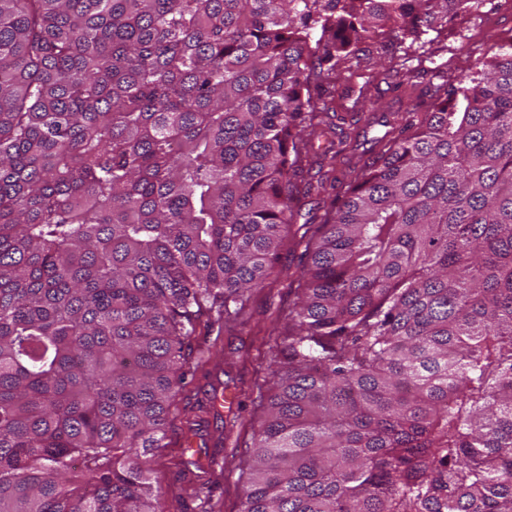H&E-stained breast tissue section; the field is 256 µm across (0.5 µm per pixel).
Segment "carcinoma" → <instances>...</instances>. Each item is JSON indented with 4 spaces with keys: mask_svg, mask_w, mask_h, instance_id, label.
<instances>
[{
    "mask_svg": "<svg viewBox=\"0 0 512 512\" xmlns=\"http://www.w3.org/2000/svg\"><path fill=\"white\" fill-rule=\"evenodd\" d=\"M477 0H0V512H165L198 327L275 273L319 104ZM328 194L238 512H512V41ZM82 484L72 486L74 462Z\"/></svg>",
    "mask_w": 512,
    "mask_h": 512,
    "instance_id": "1",
    "label": "carcinoma"
}]
</instances>
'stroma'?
<instances>
[{"instance_id": "35a3bbf8", "label": "stroma", "mask_w": 512, "mask_h": 512, "mask_svg": "<svg viewBox=\"0 0 512 512\" xmlns=\"http://www.w3.org/2000/svg\"><path fill=\"white\" fill-rule=\"evenodd\" d=\"M512 38V7L506 0H483L477 11L455 19L448 25V36L432 44L437 60L443 63L447 76L484 60L489 52L490 36ZM391 76L378 74L376 111L355 113L349 126L350 137L340 145L336 155V177H344L372 147L371 139L379 131L378 122L394 112H411L417 100H429L439 80L432 72L419 75L414 94L390 90ZM298 254L282 251L277 276L266 288L253 293L246 315L232 328L222 329L213 347L211 361L203 375L187 384L170 414L171 427L162 448L156 449L152 479L165 491L166 512H200L198 498L185 494L189 482L180 465L183 459L182 439L195 430L199 450L221 470L218 481L210 484L208 496L214 512H236L240 489L234 456L241 436L251 435L257 427L251 387L258 370L265 365L270 342L265 334L282 325L289 306L297 300L288 290L289 278L295 275ZM232 398V409L238 417L236 426L222 428L211 400L214 395Z\"/></svg>"}]
</instances>
